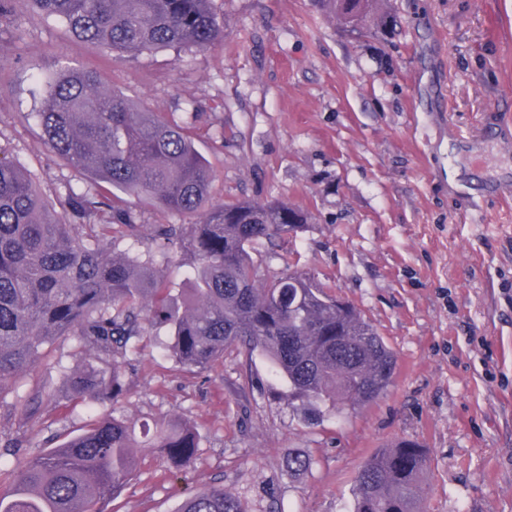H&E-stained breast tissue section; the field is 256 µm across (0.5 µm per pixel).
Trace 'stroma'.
Returning a JSON list of instances; mask_svg holds the SVG:
<instances>
[{
    "instance_id": "obj_1",
    "label": "stroma",
    "mask_w": 512,
    "mask_h": 512,
    "mask_svg": "<svg viewBox=\"0 0 512 512\" xmlns=\"http://www.w3.org/2000/svg\"><path fill=\"white\" fill-rule=\"evenodd\" d=\"M503 31L486 34L483 0H389L390 33L341 29L315 0H212L224 40L210 49L111 55L61 20L12 0L0 15V148L43 197L98 188L44 142L32 114L40 78L68 66L144 100L188 127L214 177L210 204L280 201L312 221L261 241V278L284 265L354 305L397 356L393 386L375 402L305 425L268 362L240 348L205 373L160 349L146 327L116 405L136 424L193 425L199 451L181 478L166 458L140 467L106 512H177L186 489L223 487L247 512H352L354 477L402 440L430 454L423 512H512V0ZM489 154V167L473 165ZM134 236L115 249L152 259L179 287L182 259L161 253V225L197 223L130 200ZM79 364L63 338L26 375L57 388ZM27 430L0 403V491L33 457L86 430L81 402L42 405ZM313 465L289 473V455Z\"/></svg>"
}]
</instances>
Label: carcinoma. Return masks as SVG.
Instances as JSON below:
<instances>
[{"label":"carcinoma","instance_id":"obj_1","mask_svg":"<svg viewBox=\"0 0 512 512\" xmlns=\"http://www.w3.org/2000/svg\"><path fill=\"white\" fill-rule=\"evenodd\" d=\"M79 39L107 52L149 54L224 41L212 0H31ZM337 25L361 31L388 23L383 0H319ZM35 118L52 151L103 183L95 196L71 194L57 212L0 152V394L11 387L24 424H36L41 391L23 376L46 349L78 339L88 364L62 373L65 397L93 407L123 395L128 353L143 325L169 326L164 352L189 370L208 371L224 351L266 357L288 384L307 422L366 406L393 383L396 355L355 307L287 266L262 280L251 254L261 239H284L309 215L280 202L207 205L213 172L190 132L104 85L97 73L60 68L41 82ZM147 199L198 224L163 230V247L189 252L180 307L152 263L112 248L113 225L133 227L127 199ZM106 207L105 224H74ZM165 457L178 476L196 458L198 435L186 423L159 421L139 431L124 416L92 427L27 462L0 512H106L139 466L133 449ZM430 467L427 449L402 441L380 448L354 480L353 512H420ZM178 512H246L224 488L188 493Z\"/></svg>","mask_w":512,"mask_h":512}]
</instances>
